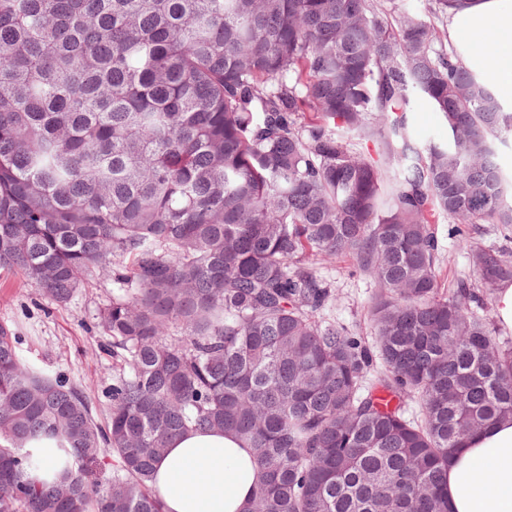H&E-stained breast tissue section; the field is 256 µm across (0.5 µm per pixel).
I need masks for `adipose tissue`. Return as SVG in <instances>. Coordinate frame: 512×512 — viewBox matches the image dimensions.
<instances>
[{
  "label": "adipose tissue",
  "instance_id": "adipose-tissue-1",
  "mask_svg": "<svg viewBox=\"0 0 512 512\" xmlns=\"http://www.w3.org/2000/svg\"><path fill=\"white\" fill-rule=\"evenodd\" d=\"M448 30L475 78L512 97V0H471ZM257 471L233 434L190 431L155 465L164 512H246ZM450 512H512V419L467 438L448 458Z\"/></svg>",
  "mask_w": 512,
  "mask_h": 512
}]
</instances>
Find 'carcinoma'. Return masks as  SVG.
<instances>
[{
    "label": "carcinoma",
    "instance_id": "obj_1",
    "mask_svg": "<svg viewBox=\"0 0 512 512\" xmlns=\"http://www.w3.org/2000/svg\"><path fill=\"white\" fill-rule=\"evenodd\" d=\"M464 4L0 0V267L115 285L104 425L0 326V512H163L189 430L252 450L247 512H449L448 455L512 417V339L471 309L512 282L475 237L512 229V112L443 47ZM441 214L477 274L446 291ZM338 258L378 286L370 344L321 317ZM411 133L419 144L430 139L446 138V128L442 123L441 116L429 106H423L419 112L412 113Z\"/></svg>",
    "mask_w": 512,
    "mask_h": 512
}]
</instances>
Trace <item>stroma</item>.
I'll return each mask as SVG.
<instances>
[{"instance_id":"1","label":"stroma","mask_w":512,"mask_h":512,"mask_svg":"<svg viewBox=\"0 0 512 512\" xmlns=\"http://www.w3.org/2000/svg\"><path fill=\"white\" fill-rule=\"evenodd\" d=\"M448 227L447 215H440L436 224L438 267L446 288L457 279L474 277L466 249L449 236ZM318 271L336 288V303L324 311V318L355 335L369 336L368 306L376 291L374 281L352 273L346 259L322 264ZM112 290L111 273L98 272L60 305L28 285L19 273L0 268V325L15 336L16 350L25 364L82 385L98 406L112 383V356L98 327L99 313L111 300Z\"/></svg>"}]
</instances>
